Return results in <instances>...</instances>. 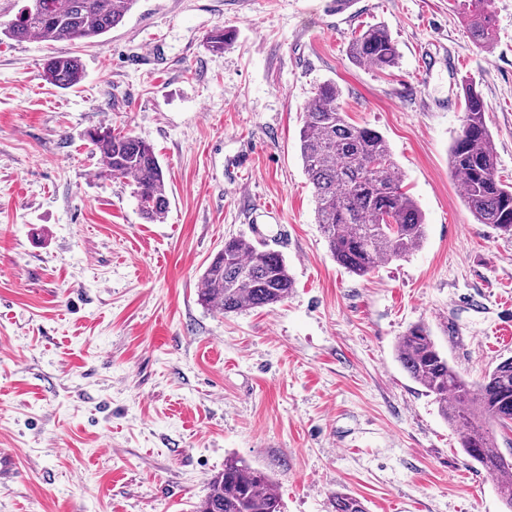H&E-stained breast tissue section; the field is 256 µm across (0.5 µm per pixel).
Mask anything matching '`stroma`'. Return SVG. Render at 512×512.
<instances>
[{
  "label": "stroma",
  "mask_w": 512,
  "mask_h": 512,
  "mask_svg": "<svg viewBox=\"0 0 512 512\" xmlns=\"http://www.w3.org/2000/svg\"><path fill=\"white\" fill-rule=\"evenodd\" d=\"M462 2L137 0L91 43L0 41V512H197L230 457L270 475L282 512H333L339 492L368 512H504L394 351L423 324L469 379L512 357V236L476 223L448 164L467 77L512 183V0H493L488 49ZM375 23L400 51L385 73L347 54ZM218 26L232 40L213 52ZM54 53L79 57L77 86L45 79ZM327 81L427 222L364 277L330 254L300 156ZM96 128L154 147L163 222L100 176ZM229 237L283 254L284 302L199 304Z\"/></svg>",
  "instance_id": "stroma-1"
}]
</instances>
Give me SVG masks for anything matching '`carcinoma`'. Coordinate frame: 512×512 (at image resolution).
Instances as JSON below:
<instances>
[{"label": "carcinoma", "mask_w": 512, "mask_h": 512, "mask_svg": "<svg viewBox=\"0 0 512 512\" xmlns=\"http://www.w3.org/2000/svg\"><path fill=\"white\" fill-rule=\"evenodd\" d=\"M137 0H29L0 35L16 41L73 42L98 38L119 25ZM475 42L493 41L492 0H466ZM359 64L385 71L399 58L385 26L368 25L349 43ZM50 84L72 88L83 79L75 56L56 55L44 65ZM341 91L321 84L304 106L300 153L312 184L316 221L329 250L348 272L364 277L380 263L410 256L427 237L416 201L402 190L399 168L385 137L348 121ZM485 104L475 82H465L464 117L449 153V166L463 183V199L479 224L512 235V184L499 175ZM88 138L99 152L101 177L129 178L140 214L161 222L169 209L162 166L145 140L95 129ZM293 280L279 252L238 237L224 241L201 275L198 300L224 314L273 306L288 298ZM396 358L411 380L434 397L468 458L494 479L505 512H512V461L497 432L512 428V357L501 359L479 379H465L439 351L428 327L415 325L399 337ZM334 512H366L364 503L338 493ZM198 512H281L275 485L265 472L230 458L212 476Z\"/></svg>", "instance_id": "carcinoma-1"}]
</instances>
